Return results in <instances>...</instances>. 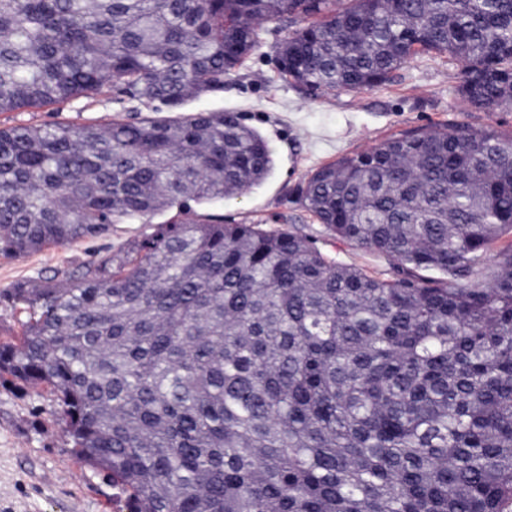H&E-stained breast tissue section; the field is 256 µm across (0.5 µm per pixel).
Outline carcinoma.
I'll use <instances>...</instances> for the list:
<instances>
[{
    "instance_id": "cac0c4a2",
    "label": "carcinoma",
    "mask_w": 512,
    "mask_h": 512,
    "mask_svg": "<svg viewBox=\"0 0 512 512\" xmlns=\"http://www.w3.org/2000/svg\"><path fill=\"white\" fill-rule=\"evenodd\" d=\"M306 21L278 72L379 86L463 63L478 110L512 106V0H0V112L106 85L178 112L224 86L266 22ZM273 160L235 112L0 128V248L19 257L177 208L28 313L0 375L44 385L129 512H512V136L399 134L313 170L300 202L387 257L381 279L292 232L204 217Z\"/></svg>"
}]
</instances>
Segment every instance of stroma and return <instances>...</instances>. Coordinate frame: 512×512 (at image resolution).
<instances>
[{
  "label": "stroma",
  "mask_w": 512,
  "mask_h": 512,
  "mask_svg": "<svg viewBox=\"0 0 512 512\" xmlns=\"http://www.w3.org/2000/svg\"><path fill=\"white\" fill-rule=\"evenodd\" d=\"M297 25L293 18L268 22L263 46L225 75L222 89L185 104L188 112L238 113L265 139L274 159L271 174L260 185L232 198L199 204L196 210L228 223L294 232L330 258L373 276L394 277L387 258L336 239L301 206L299 188L308 174L342 155L419 129L467 124L509 135L512 107L491 112L471 108L459 92L461 64L444 56L411 59L390 82L359 92L314 93L284 82L278 75L276 51ZM133 112L128 102L106 88L67 104L0 112V127L82 125L126 118ZM134 113L141 118L169 116L156 101ZM173 215L166 209L123 220L103 235L52 245L24 257L0 252V291L22 281L76 275L106 255L120 258L129 243L151 235ZM72 446L48 390L0 378V512H127L124 496Z\"/></svg>",
  "instance_id": "obj_1"
}]
</instances>
